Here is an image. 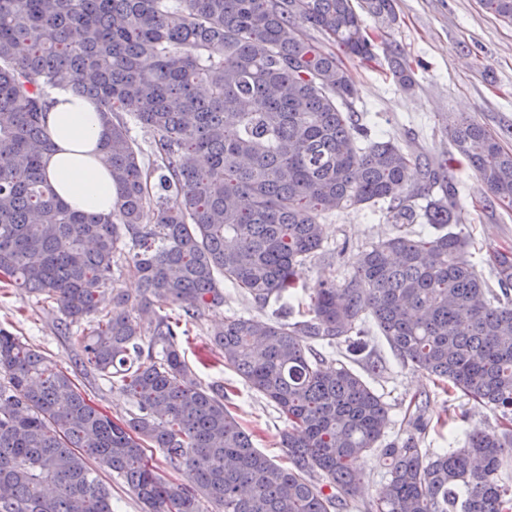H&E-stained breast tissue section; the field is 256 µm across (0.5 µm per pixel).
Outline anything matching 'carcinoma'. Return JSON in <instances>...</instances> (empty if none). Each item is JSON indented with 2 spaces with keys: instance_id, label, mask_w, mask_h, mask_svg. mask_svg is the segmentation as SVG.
<instances>
[{
  "instance_id": "obj_1",
  "label": "carcinoma",
  "mask_w": 512,
  "mask_h": 512,
  "mask_svg": "<svg viewBox=\"0 0 512 512\" xmlns=\"http://www.w3.org/2000/svg\"><path fill=\"white\" fill-rule=\"evenodd\" d=\"M483 4L512 24V0ZM395 21L394 0H0V276L55 305L60 331L88 322L76 337L82 363L136 408L115 422L0 328V512H112L92 459L145 512H333L360 498L373 452L388 480L370 512H512V250L493 254L490 287L451 228L459 189L448 159L371 135L336 54L371 61L379 42L411 89ZM57 89L106 107L110 216L71 210L46 178ZM126 114L156 134L153 161ZM449 132L485 200L512 206V150L469 117ZM380 203L396 234L363 250L343 282H318L309 319L233 317L212 333L224 366L288 421L291 466L280 467L224 406V385L197 380L182 324L223 305L226 282L261 309L284 300L323 249L325 217ZM420 218L433 233L402 230ZM124 241L142 310L182 314L147 327L133 316L114 279ZM106 290L112 310L100 315ZM369 320L405 365L498 412V428L434 453L421 447L418 407L414 432L378 447L389 407L315 348L362 352ZM152 448L182 478H164Z\"/></svg>"
}]
</instances>
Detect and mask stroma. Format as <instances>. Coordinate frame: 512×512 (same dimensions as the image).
Returning a JSON list of instances; mask_svg holds the SVG:
<instances>
[{
	"instance_id": "obj_1",
	"label": "stroma",
	"mask_w": 512,
	"mask_h": 512,
	"mask_svg": "<svg viewBox=\"0 0 512 512\" xmlns=\"http://www.w3.org/2000/svg\"><path fill=\"white\" fill-rule=\"evenodd\" d=\"M396 3L393 39L412 63L415 85L408 91L400 89L385 57L370 62L346 59L359 90L353 109L363 123L372 133L394 135L437 158L452 149L449 115L463 113L499 134L512 148V25L487 12L480 0ZM455 175L461 204L459 227L470 239L468 258L487 282H494L493 253L512 247V207L484 204L466 166H457ZM324 224V251L303 268L297 287L287 299L289 321L303 320L310 290L318 281H343L362 250L395 232L385 209L378 206L337 212L328 215ZM277 311V305L262 309L236 289L225 288L222 306L188 324L183 350L199 381L223 383L224 404L250 433L254 448L285 468L289 465L288 452L280 444L287 427L285 419L265 397L224 367L218 351L209 343L211 333L227 317H271ZM0 327L52 359L101 412L116 421L130 417L132 401L82 366L78 346L57 329L55 311L35 294L1 286ZM364 336L366 352L350 357L349 365L381 395L393 423H401L413 397H426L424 447L441 452L456 446L472 430L496 429V412L449 393L446 385L403 365L374 325H366Z\"/></svg>"
}]
</instances>
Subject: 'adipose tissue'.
<instances>
[{
  "mask_svg": "<svg viewBox=\"0 0 512 512\" xmlns=\"http://www.w3.org/2000/svg\"><path fill=\"white\" fill-rule=\"evenodd\" d=\"M102 105L58 90L51 96L46 125L53 148L45 172L59 199L71 210L106 216L117 191L104 164L99 142Z\"/></svg>",
  "mask_w": 512,
  "mask_h": 512,
  "instance_id": "obj_1",
  "label": "adipose tissue"
}]
</instances>
